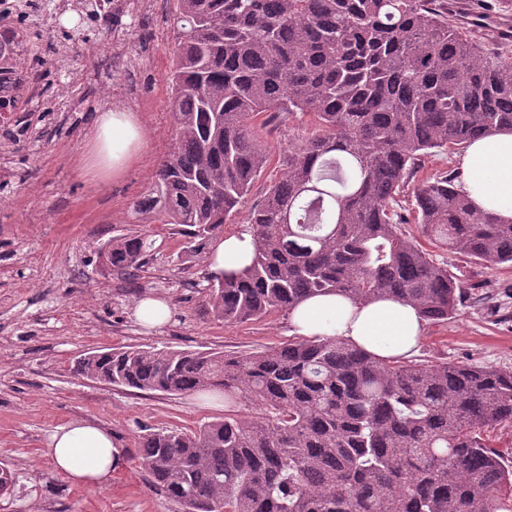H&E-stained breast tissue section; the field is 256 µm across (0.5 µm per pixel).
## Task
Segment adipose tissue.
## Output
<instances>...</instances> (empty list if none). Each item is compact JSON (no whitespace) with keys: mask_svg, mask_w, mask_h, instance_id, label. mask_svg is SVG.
<instances>
[{"mask_svg":"<svg viewBox=\"0 0 512 512\" xmlns=\"http://www.w3.org/2000/svg\"><path fill=\"white\" fill-rule=\"evenodd\" d=\"M100 170L120 174L144 146L133 113H99L92 135ZM460 190L478 208L501 220L512 219V132L499 131L471 143L461 161ZM255 251L254 238L243 229L225 236L211 253L208 272L242 273ZM301 336L338 337L378 358H407L417 351L425 322L408 303L384 299L354 306L339 294L309 298L289 313ZM45 454L65 479L97 487L108 483L122 464L110 430L74 421L51 434Z\"/></svg>","mask_w":512,"mask_h":512,"instance_id":"1","label":"adipose tissue"}]
</instances>
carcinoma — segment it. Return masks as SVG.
<instances>
[{
    "label": "carcinoma",
    "instance_id": "1",
    "mask_svg": "<svg viewBox=\"0 0 512 512\" xmlns=\"http://www.w3.org/2000/svg\"><path fill=\"white\" fill-rule=\"evenodd\" d=\"M82 2L95 35L114 27L102 0ZM176 2L175 137L136 214L206 240L269 161L258 126L286 112L317 129L279 154L284 177L249 213L251 265L209 281L213 318L257 321L338 293L446 321L461 285L427 246L512 266V221L473 208L459 171L417 179L425 156L512 130L508 43L492 46L448 0ZM147 249L145 235L120 234L99 254L125 278ZM75 370L118 388L224 396L220 420L138 436L140 468L182 512H498L512 489V448L482 434L512 423L511 371L405 364L321 336L232 354L112 348ZM242 401L253 414L235 410Z\"/></svg>",
    "mask_w": 512,
    "mask_h": 512
}]
</instances>
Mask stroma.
Instances as JSON below:
<instances>
[{
  "label": "stroma",
  "mask_w": 512,
  "mask_h": 512,
  "mask_svg": "<svg viewBox=\"0 0 512 512\" xmlns=\"http://www.w3.org/2000/svg\"><path fill=\"white\" fill-rule=\"evenodd\" d=\"M144 2L150 35L131 28L124 45L112 48L138 66L136 90L103 84L81 33L64 39L44 28L58 105L20 113L22 132L0 136V464L16 474L0 512H180L139 468L136 439L146 428L190 430L222 419L223 405L91 381L75 370L85 353L140 345L250 352L293 338L284 312L238 325L208 316L210 245L191 242L177 224L143 223L131 210L173 136L167 101L176 4ZM110 109L135 113L145 142L117 177L87 165L96 116ZM137 232L154 246L144 272L127 281L98 249ZM433 257L461 283V299L452 318L427 323L414 361L512 371V266L490 269L457 250ZM148 297L169 304L163 325L137 319L135 305ZM71 421L111 430L124 464L109 483L72 484L45 457L52 432Z\"/></svg>",
  "instance_id": "obj_1"
}]
</instances>
